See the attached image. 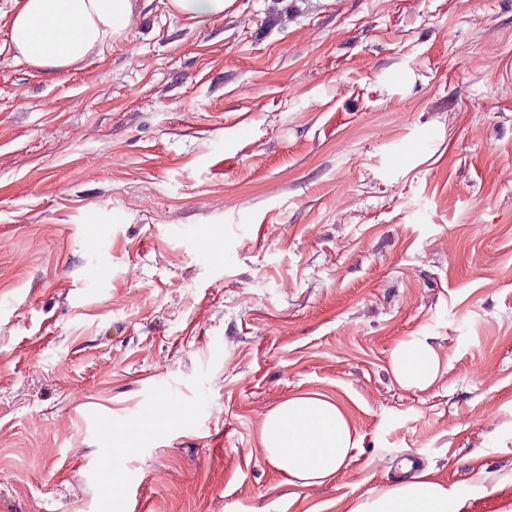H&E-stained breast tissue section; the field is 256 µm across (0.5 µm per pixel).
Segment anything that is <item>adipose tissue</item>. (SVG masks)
<instances>
[{
  "label": "adipose tissue",
  "mask_w": 512,
  "mask_h": 512,
  "mask_svg": "<svg viewBox=\"0 0 512 512\" xmlns=\"http://www.w3.org/2000/svg\"><path fill=\"white\" fill-rule=\"evenodd\" d=\"M138 0H13L10 46L34 70L58 74L102 56L131 26ZM391 372L405 388L425 389L437 379L440 358L414 336L391 354ZM270 463L304 485L320 484L344 466L355 445L345 409L321 394L289 397L271 410L259 434ZM469 492L443 485L429 472L360 498L351 512H462Z\"/></svg>",
  "instance_id": "1"
}]
</instances>
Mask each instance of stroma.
Wrapping results in <instances>:
<instances>
[{
	"instance_id": "1",
	"label": "stroma",
	"mask_w": 512,
	"mask_h": 512,
	"mask_svg": "<svg viewBox=\"0 0 512 512\" xmlns=\"http://www.w3.org/2000/svg\"><path fill=\"white\" fill-rule=\"evenodd\" d=\"M10 13L0 512H350L412 456L512 512V0H139L65 75L16 59ZM413 336L424 390L390 368ZM312 392L357 445L303 486L258 435ZM162 399L184 419L139 432ZM229 0H169L171 13L199 23L224 14ZM440 358L425 339L413 336L397 346L391 354V372L404 388L426 389L437 379ZM101 469L104 474L109 476L104 482L106 491L113 496H128L130 493L129 485L121 472L114 471L113 458H107L102 461Z\"/></svg>"
}]
</instances>
